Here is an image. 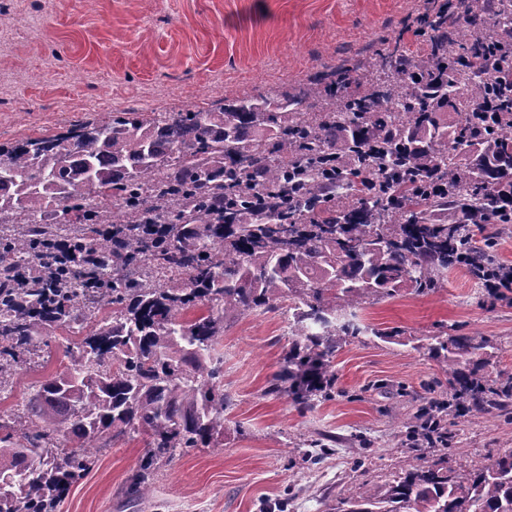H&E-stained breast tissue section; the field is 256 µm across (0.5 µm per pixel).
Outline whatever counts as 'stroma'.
<instances>
[{
	"mask_svg": "<svg viewBox=\"0 0 512 512\" xmlns=\"http://www.w3.org/2000/svg\"><path fill=\"white\" fill-rule=\"evenodd\" d=\"M422 10V0H0V147L104 112L211 110L270 90L301 96L341 63L357 80ZM362 317L417 338L488 337L497 351L485 373L512 375V300L487 296L463 272L438 292L388 299ZM289 336L284 307L226 322L220 352L233 407L222 447L180 454L135 499L121 488L145 443L118 442L61 512H332L361 484L411 469L416 451L398 423L431 398L437 362L359 337L336 352L333 396L301 411L270 390ZM448 430L433 456L472 473L512 448V407L470 409ZM313 438L328 453L312 466L303 452Z\"/></svg>",
	"mask_w": 512,
	"mask_h": 512,
	"instance_id": "1",
	"label": "stroma"
}]
</instances>
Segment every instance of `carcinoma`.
<instances>
[{
  "label": "carcinoma",
  "mask_w": 512,
  "mask_h": 512,
  "mask_svg": "<svg viewBox=\"0 0 512 512\" xmlns=\"http://www.w3.org/2000/svg\"><path fill=\"white\" fill-rule=\"evenodd\" d=\"M489 32L434 35L391 69L376 54L355 87L331 82L314 102L266 93L213 111L106 112L64 134L0 147V374L26 367L47 329L75 336L69 365L32 385L0 418V512H59L96 453L131 433L148 449L128 494H150L176 455L224 436V320L288 302L296 325L272 390L298 405L336 383L345 342L396 331L358 312L405 292L427 294L461 270L499 298L512 267L479 247L463 218L492 215L491 186L512 179V80L478 70L512 30L499 0ZM445 70L435 82L412 71ZM459 115L454 129L437 105ZM68 239L84 259L57 251ZM48 275L33 279L31 264ZM426 350L451 401L400 422L417 465L364 485L336 512H512V450L460 480L422 450L448 442V415L469 404L505 409L512 378L488 382L486 337L436 334Z\"/></svg>",
  "instance_id": "1"
}]
</instances>
